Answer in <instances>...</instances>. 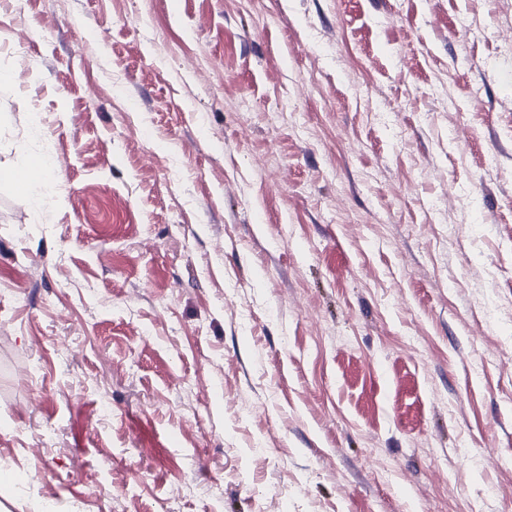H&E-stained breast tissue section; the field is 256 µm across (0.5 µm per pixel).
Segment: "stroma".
Wrapping results in <instances>:
<instances>
[{"mask_svg": "<svg viewBox=\"0 0 512 512\" xmlns=\"http://www.w3.org/2000/svg\"><path fill=\"white\" fill-rule=\"evenodd\" d=\"M509 41L512 0H0V171L56 162L0 179V512H512Z\"/></svg>", "mask_w": 512, "mask_h": 512, "instance_id": "stroma-1", "label": "stroma"}]
</instances>
